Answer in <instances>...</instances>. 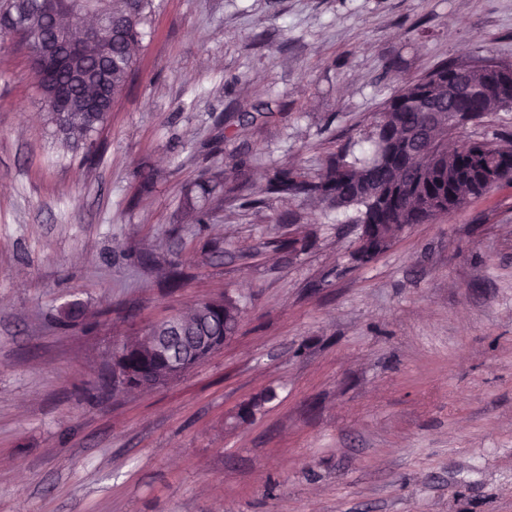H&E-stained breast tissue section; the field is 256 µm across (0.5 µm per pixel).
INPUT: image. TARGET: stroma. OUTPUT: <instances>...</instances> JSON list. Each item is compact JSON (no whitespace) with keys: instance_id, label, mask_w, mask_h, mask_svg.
I'll return each mask as SVG.
<instances>
[{"instance_id":"stroma-1","label":"stroma","mask_w":512,"mask_h":512,"mask_svg":"<svg viewBox=\"0 0 512 512\" xmlns=\"http://www.w3.org/2000/svg\"><path fill=\"white\" fill-rule=\"evenodd\" d=\"M478 58L512 63V0H156L90 162L0 52V512H512V186L364 266L348 214L257 202ZM214 175L238 191L193 223ZM224 295L221 350L105 389L117 339Z\"/></svg>"}]
</instances>
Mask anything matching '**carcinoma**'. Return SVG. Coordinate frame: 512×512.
Masks as SVG:
<instances>
[{"mask_svg":"<svg viewBox=\"0 0 512 512\" xmlns=\"http://www.w3.org/2000/svg\"><path fill=\"white\" fill-rule=\"evenodd\" d=\"M112 20L121 27L103 32L104 40H112V98L117 100L135 71L136 48L147 35L154 12V0H105ZM20 16L25 27L11 32L0 31V45L16 36L29 58H34L37 34L42 19L36 0H0V14ZM458 64L445 63L427 75L408 82L387 100L370 136L371 152L358 157L340 150L329 156L325 168L315 177L303 175L299 169L282 166L268 174L263 192L277 199H314L329 208L353 210L352 223L360 230V250L351 252L355 263L366 265L390 245L395 233L413 224H425L435 212H450L464 202L479 196L500 183L512 184V138L495 133L492 139H461L459 150L436 158L431 149L418 144L414 135L425 127L427 115L420 106L430 100L440 103L437 116L448 126V85L456 82ZM483 91L462 96L452 102L456 112L472 115L480 123L493 112L512 110V71L476 70L471 74ZM96 121L84 112L46 113L47 124L67 151L93 153L94 134L104 123L108 105H103ZM203 196H216L224 202L221 182L198 184ZM186 209L195 223L207 224L212 209L201 206L197 196L187 192ZM208 328L214 334L231 332L236 326L227 298L214 299ZM130 357L134 367L151 371L160 366L149 350L131 341Z\"/></svg>","mask_w":512,"mask_h":512,"instance_id":"obj_1","label":"carcinoma"}]
</instances>
